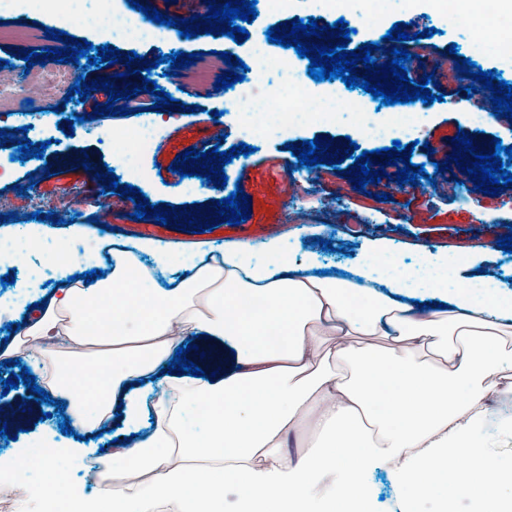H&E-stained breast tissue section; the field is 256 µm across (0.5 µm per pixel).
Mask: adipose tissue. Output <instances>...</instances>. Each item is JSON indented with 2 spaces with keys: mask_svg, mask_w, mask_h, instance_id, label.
Here are the masks:
<instances>
[{
  "mask_svg": "<svg viewBox=\"0 0 512 512\" xmlns=\"http://www.w3.org/2000/svg\"><path fill=\"white\" fill-rule=\"evenodd\" d=\"M61 258L112 272L55 288L6 352L36 360L89 447L116 406L140 435L79 512H389L374 467L404 512H512V437L481 429L486 403L512 404V383L490 381L512 369V297L459 288L425 312L400 280L257 262L247 242L184 262L107 241ZM191 338L205 376L160 377ZM309 424L325 442L298 462L288 438Z\"/></svg>",
  "mask_w": 512,
  "mask_h": 512,
  "instance_id": "obj_1",
  "label": "adipose tissue"
}]
</instances>
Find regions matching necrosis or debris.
Listing matches in <instances>:
<instances>
[{
  "instance_id": "obj_1",
  "label": "necrosis or debris",
  "mask_w": 512,
  "mask_h": 512,
  "mask_svg": "<svg viewBox=\"0 0 512 512\" xmlns=\"http://www.w3.org/2000/svg\"><path fill=\"white\" fill-rule=\"evenodd\" d=\"M42 12L59 17L77 28L105 30L118 43L166 44L170 27L113 8L111 0H93L94 8L76 9V0H37ZM321 14L338 17L354 15L377 21L385 17L393 0H313ZM436 14L454 18L462 28L477 25L484 31L489 47L512 53V26L496 14H480L471 7L472 0H434ZM306 62L296 51L287 50L267 61L259 73L247 75L241 83L227 90L224 109L230 112L244 133L256 140L289 130L300 123L322 119L353 125L372 139L401 125L418 123L427 111L422 102L377 105L360 91L337 83L334 91L315 95L304 78ZM159 128L152 114H145L129 132L114 133L123 143L121 164L131 177H138L144 158L151 151Z\"/></svg>"
}]
</instances>
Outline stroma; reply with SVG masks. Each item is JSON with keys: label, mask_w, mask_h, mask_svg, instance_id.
Here are the masks:
<instances>
[{"label": "stroma", "mask_w": 512, "mask_h": 512, "mask_svg": "<svg viewBox=\"0 0 512 512\" xmlns=\"http://www.w3.org/2000/svg\"><path fill=\"white\" fill-rule=\"evenodd\" d=\"M397 22L406 23L410 34L433 29V36L425 39L424 44L434 56L450 44H469L466 30L435 19L430 0H419L409 11L396 2L378 28L356 16L349 18L348 26L354 29V42L359 45L380 41ZM57 25L54 17L37 11L0 14V83L27 82L26 63L20 59V52L49 46L45 31ZM134 50L151 61L158 55L177 51H226L243 62L251 60L250 41L234 42L211 34L190 39L179 37L161 47L138 44ZM197 70L193 64L183 68L180 76L167 77L158 67L149 74L131 77L137 84L145 78L156 81L179 101L171 114L158 122L160 135L143 163L141 179H118L122 185L135 183L150 204L167 203L184 210L197 203L208 206L224 198V191L207 182L201 183L195 194L186 195L182 178L171 172L170 165L185 146L199 150L218 141L227 150L246 139L238 124L222 117L223 93L201 89ZM439 87L442 98L429 105L425 125L401 128L398 139L401 144L413 145L412 163L424 166L427 175H438L440 188L421 183L398 190L384 179L367 184L365 191L360 192L354 190L348 178L336 175L334 165L327 164L317 175L306 167L297 169L289 176L285 191H278L277 175L267 172L266 167L274 157L292 162L287 143L299 145L322 135L335 139L337 148L343 150L353 141L363 151L377 147L376 142L363 140L345 124L310 122L279 134L273 141L257 142L253 154L233 158L226 165L228 186L242 185L248 196L250 217L246 222L225 223L200 234L187 233L153 218L133 220L134 203L112 193L107 196L111 221L132 227L133 239L182 253L194 254L217 245L246 241L257 246L255 258L259 261L266 260L265 249L273 244L286 251L290 261L299 266L324 263L348 268L361 265L368 254L391 252L409 265L441 270L443 281L452 288L470 287L478 270L484 269L493 276L496 287L511 291L512 254L500 249L497 241L512 232V187L494 197L480 195L474 205L464 207L447 190L448 183L454 180L453 172L435 171L436 164L451 155L453 137L462 130L472 132L469 113L490 93L480 88L468 97L445 80L440 81ZM107 100V92L97 90L86 101H71L60 108L44 91L30 102L19 96L0 104L5 113L24 112L31 106L58 111L56 126L29 135L31 142L46 143L42 158L12 164L10 144L0 143V212L21 216L35 212L40 202L67 205L76 215L74 223L41 222L43 237H103V230L94 227L89 217L96 212L95 183L90 174L101 171L111 161L104 136L133 129L140 120L139 109L154 103L152 95L141 92L127 101L129 115L94 116V107L106 106ZM70 119L75 125L69 131L65 123ZM60 154L69 157V164L58 173L47 174V165L53 164ZM323 239L331 241L332 251L321 249L319 242ZM347 245L352 246V255L342 254V247ZM61 421L60 414L52 413L50 405L36 401L26 387L5 395L0 393V423L8 426L7 437H0V456L10 457L18 449L39 445L77 446L76 437L60 432Z\"/></svg>", "instance_id": "1"}]
</instances>
